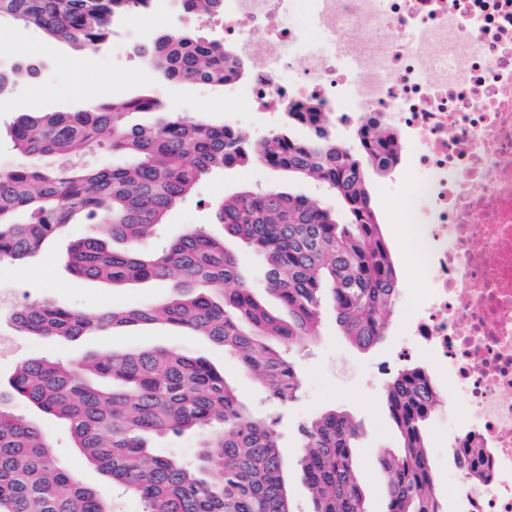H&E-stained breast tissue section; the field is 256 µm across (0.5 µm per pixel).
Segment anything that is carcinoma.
<instances>
[{"mask_svg":"<svg viewBox=\"0 0 512 512\" xmlns=\"http://www.w3.org/2000/svg\"><path fill=\"white\" fill-rule=\"evenodd\" d=\"M132 2L0 0V20L93 50L107 42L114 20ZM139 52L169 79L222 87L239 74L223 42L203 44L184 32L164 33ZM23 72L35 73L23 58L0 66V92ZM134 114L152 120L132 124ZM284 117L249 140L234 124L187 121L149 95L79 112L20 113L12 139L24 155L50 159L108 143L125 160L91 169L0 167V263L31 257L68 224H96L99 234L67 249L72 273L112 284L167 281L172 291L160 304L96 314L32 302L12 312L10 321L30 336L70 340L138 324L187 329L237 355L279 407L295 401L302 386L282 349L315 339L326 311L355 348L382 343L399 274L363 162L382 172L393 168L395 141L372 121L356 131L360 148L353 154L336 141L329 113L310 108ZM253 162L321 183L348 217L342 223L334 210L275 191H243L216 206L224 236L264 253L266 293L288 311L286 319L261 304L224 241L193 231L161 253L144 248L206 174ZM110 239L125 249L110 248ZM438 401L421 364L401 366L387 384L385 403L400 447L375 459L385 481L383 512H448L435 492L428 447L427 422ZM44 415L66 422L83 460L145 502V512H294L280 418L247 411L223 371L180 349L69 365L30 358L0 379V512H112V502L53 456ZM194 433L201 437L190 464L157 453L152 444ZM359 433L345 411L298 425V474L311 512H366L352 451Z\"/></svg>","mask_w":512,"mask_h":512,"instance_id":"cac0c4a2","label":"carcinoma"}]
</instances>
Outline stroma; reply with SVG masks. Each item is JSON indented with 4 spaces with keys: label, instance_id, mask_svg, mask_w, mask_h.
<instances>
[{
    "label": "stroma",
    "instance_id": "1",
    "mask_svg": "<svg viewBox=\"0 0 512 512\" xmlns=\"http://www.w3.org/2000/svg\"><path fill=\"white\" fill-rule=\"evenodd\" d=\"M19 54L31 60L37 73L19 79L9 92L0 94L2 165L28 162L27 157L15 149L10 135L19 113L75 112L91 103H105L144 92L160 98L167 111L189 119L214 124L237 121L239 128L254 138L262 137L271 128L270 123L252 118L239 101L226 98L223 89L168 79L153 66L143 65L138 55L110 43L89 56L49 39L39 31L11 22L0 24V65L11 64ZM245 190L281 191L321 201L336 210L342 207L322 184L293 172L259 163L245 168L217 170L206 175L193 193L167 214L158 230L155 246H164L198 227L213 237H223L224 227L213 219L210 205ZM95 232L96 228L91 224L68 225L59 239L29 260L0 264V289L17 290L24 302L47 300L86 314L110 307L154 304L167 297L169 290L162 282H129L112 286L73 274L65 259L68 244ZM388 320V337L376 348L364 352L342 336L333 315H325L317 339L289 353L303 387L299 399L284 409L274 406L237 359L226 355L222 347L188 332L159 325L131 326L111 334L91 333L71 342L15 336L8 319L0 317V333L16 338L15 348L0 357V376H8L22 361L33 357L74 363L86 355L106 356L115 351L144 347L186 348L223 370L251 411L281 416L289 462H296L298 457L295 441L298 423L331 409L350 412L360 423L356 455L360 461L358 477L366 508L368 512H381L384 479L373 459L380 449L400 445L399 433L384 405L388 378L373 374L377 365L392 358L394 338L404 328L400 309H391ZM448 424V407L443 404L428 422L436 491L443 498L452 487L448 449L444 442ZM46 430L56 454L71 465L80 481L111 500L113 512H144V503L131 498L108 476L81 462L65 422L47 421Z\"/></svg>",
    "mask_w": 512,
    "mask_h": 512
}]
</instances>
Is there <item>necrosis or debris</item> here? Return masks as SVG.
<instances>
[{"label": "necrosis or debris", "instance_id": "4bbe7bcc", "mask_svg": "<svg viewBox=\"0 0 512 512\" xmlns=\"http://www.w3.org/2000/svg\"><path fill=\"white\" fill-rule=\"evenodd\" d=\"M140 0L136 16L221 30L244 67L230 93L264 119L317 101L348 129L396 137L390 223L418 269L398 291L394 361L454 387L458 512H512V0H219L207 14Z\"/></svg>", "mask_w": 512, "mask_h": 512}]
</instances>
